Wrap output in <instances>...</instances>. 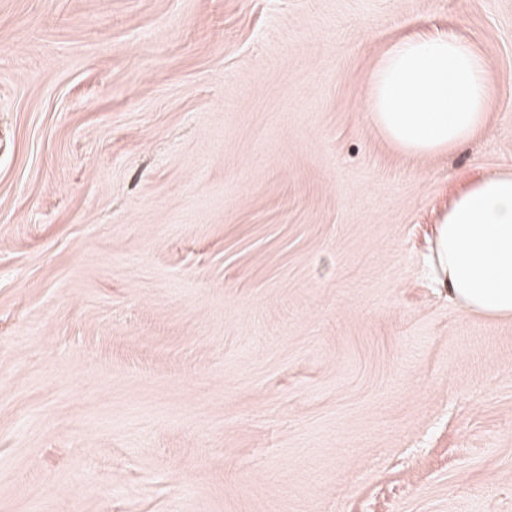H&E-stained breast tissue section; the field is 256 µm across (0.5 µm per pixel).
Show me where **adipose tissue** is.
I'll return each instance as SVG.
<instances>
[{"label": "adipose tissue", "mask_w": 512, "mask_h": 512, "mask_svg": "<svg viewBox=\"0 0 512 512\" xmlns=\"http://www.w3.org/2000/svg\"><path fill=\"white\" fill-rule=\"evenodd\" d=\"M438 280L464 309L512 317V173L473 181L436 227Z\"/></svg>", "instance_id": "ef3b65f1"}]
</instances>
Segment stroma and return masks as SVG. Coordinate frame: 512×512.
Listing matches in <instances>:
<instances>
[{
	"label": "stroma",
	"instance_id": "35a3bbf8",
	"mask_svg": "<svg viewBox=\"0 0 512 512\" xmlns=\"http://www.w3.org/2000/svg\"><path fill=\"white\" fill-rule=\"evenodd\" d=\"M484 128L371 123L406 33ZM512 0H0V512H512V318L429 267L512 172Z\"/></svg>",
	"mask_w": 512,
	"mask_h": 512
}]
</instances>
